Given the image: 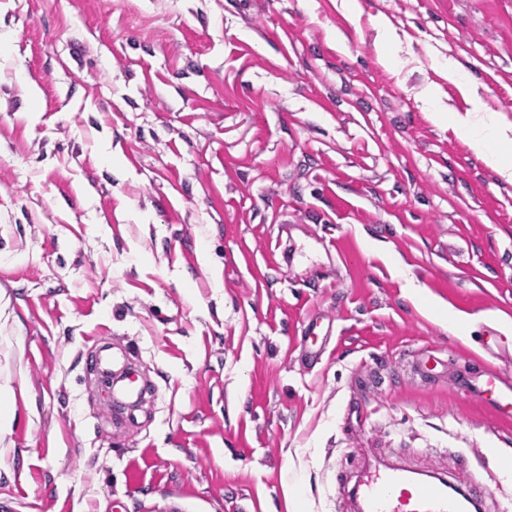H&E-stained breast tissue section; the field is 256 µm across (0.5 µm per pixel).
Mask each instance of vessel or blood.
<instances>
[{"mask_svg": "<svg viewBox=\"0 0 512 512\" xmlns=\"http://www.w3.org/2000/svg\"><path fill=\"white\" fill-rule=\"evenodd\" d=\"M476 392L505 417L512 416V381L487 370ZM358 512H471L475 493L457 494L447 479L384 467L367 471L355 484Z\"/></svg>", "mask_w": 512, "mask_h": 512, "instance_id": "b4317fda", "label": "vessel or blood"}]
</instances>
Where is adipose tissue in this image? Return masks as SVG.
<instances>
[{
    "label": "adipose tissue",
    "mask_w": 512,
    "mask_h": 512,
    "mask_svg": "<svg viewBox=\"0 0 512 512\" xmlns=\"http://www.w3.org/2000/svg\"><path fill=\"white\" fill-rule=\"evenodd\" d=\"M464 129L469 147L483 163L503 178L512 181V164L502 157V144L512 141V127L504 125L497 112L476 106L466 114L457 116Z\"/></svg>",
    "instance_id": "1"
}]
</instances>
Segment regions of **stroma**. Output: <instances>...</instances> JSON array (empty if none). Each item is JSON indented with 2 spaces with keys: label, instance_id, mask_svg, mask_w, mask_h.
<instances>
[{
  "label": "stroma",
  "instance_id": "stroma-1",
  "mask_svg": "<svg viewBox=\"0 0 512 512\" xmlns=\"http://www.w3.org/2000/svg\"><path fill=\"white\" fill-rule=\"evenodd\" d=\"M450 58L512 124V0H0V512H356L380 464L512 512L469 393L512 380V182ZM373 26L378 31V43L376 51L380 63L384 66H389L394 62L393 55L389 49V43L393 37V31L387 21L382 17H377L373 20ZM457 123L464 129L469 147L483 163L503 178L512 181V164H506L502 158L500 145L512 138L511 126L504 125L497 112L478 105L465 115L456 114ZM494 144L497 147L491 148ZM141 394L142 390L139 387L137 377L130 375L123 388L112 391V398L107 406V413L110 414L112 409H118L128 405L133 399L138 398Z\"/></svg>",
  "mask_w": 512,
  "mask_h": 512
}]
</instances>
